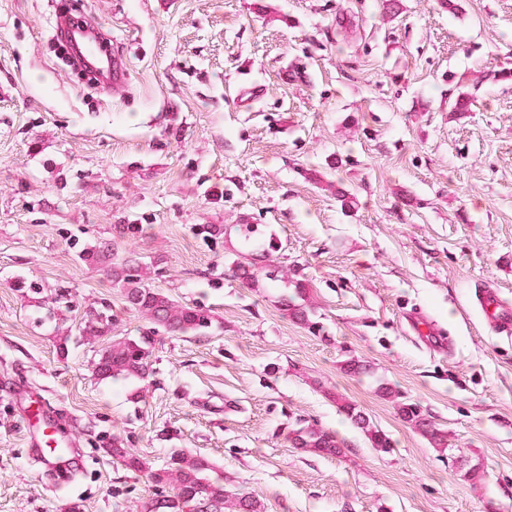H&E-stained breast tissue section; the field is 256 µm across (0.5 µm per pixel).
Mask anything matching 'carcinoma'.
Here are the masks:
<instances>
[{
	"mask_svg": "<svg viewBox=\"0 0 512 512\" xmlns=\"http://www.w3.org/2000/svg\"><path fill=\"white\" fill-rule=\"evenodd\" d=\"M233 230L238 232L243 246L248 249V256L228 264L224 275L255 291L281 285L283 291L278 297V307L282 314L294 323L311 324L314 306L310 289L299 280L282 276L271 259L270 250L275 248L274 243H269L266 248L261 244L254 245L258 233L255 225L235 224L229 228L224 224H202L199 227L203 239L211 243L218 242ZM79 258L110 277L112 283L121 288L127 308L148 324L140 336H118L113 334L115 318L109 302L102 301L98 307L86 312L78 326L79 335L88 341L101 339L104 342L93 367L99 380L142 379L150 373L156 336L197 334L211 327L212 316L206 310L179 303L161 289L152 287L153 277L159 274L157 265L146 264L135 257L119 260L109 242L85 247ZM377 392L385 398L396 399L400 417L433 447H447L448 432L419 404L399 400V391L386 382L378 384ZM336 405L339 412L363 433L370 447L384 452L392 448L391 438L357 404L338 395ZM288 443L304 453L327 457L342 453V442L336 432L315 422L298 421L288 432ZM105 452L132 472L149 471L153 490L142 505L143 512H264L263 504L251 493L230 490L224 480L211 478L212 465L204 456L175 448L163 467L149 470L142 457L117 437L112 438V446Z\"/></svg>",
	"mask_w": 512,
	"mask_h": 512,
	"instance_id": "1",
	"label": "carcinoma"
}]
</instances>
